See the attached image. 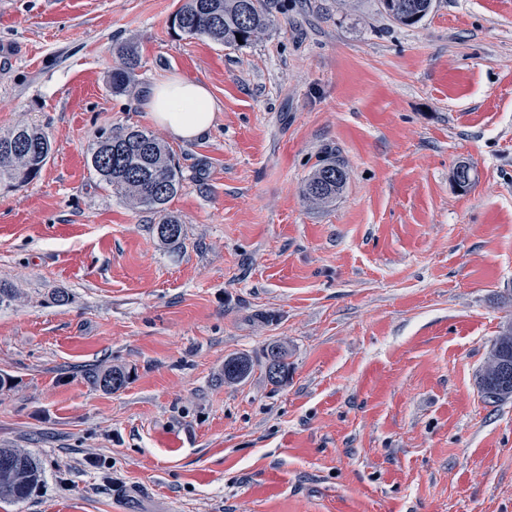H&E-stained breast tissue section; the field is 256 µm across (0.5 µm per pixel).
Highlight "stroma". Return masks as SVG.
Instances as JSON below:
<instances>
[{"label": "stroma", "mask_w": 512, "mask_h": 512, "mask_svg": "<svg viewBox=\"0 0 512 512\" xmlns=\"http://www.w3.org/2000/svg\"><path fill=\"white\" fill-rule=\"evenodd\" d=\"M178 5L0 0V132L52 143L0 190V447L43 471L0 512H512V401L476 383L512 319V0H434L412 27L378 0H285L242 48L174 30ZM124 43L141 66L115 96ZM175 74L220 110L167 143L166 246L87 158L102 130H154ZM331 155L345 186L310 203ZM231 355L253 363L237 384ZM112 366L125 388L88 381ZM336 170L340 171V178L336 180V177L329 179V174H333ZM346 173L340 165L336 164V161H323L317 166L311 177L305 184L304 194L307 199L315 203H326L333 199H336L345 184ZM319 188L320 194L314 196V189ZM274 359V366L276 371L271 374L267 371L268 356ZM265 371L268 381L274 385H284L288 382L289 364H288V350L280 344H270L265 352ZM253 369L252 361L243 355H234L224 360L225 383H239L245 380Z\"/></svg>", "instance_id": "1"}]
</instances>
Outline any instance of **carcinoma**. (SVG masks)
<instances>
[{"instance_id": "carcinoma-1", "label": "carcinoma", "mask_w": 512, "mask_h": 512, "mask_svg": "<svg viewBox=\"0 0 512 512\" xmlns=\"http://www.w3.org/2000/svg\"><path fill=\"white\" fill-rule=\"evenodd\" d=\"M383 10L394 21L413 25L425 18L433 8V0H379ZM278 0H182L173 15V27L188 36H204L214 43L247 46L265 34L274 24ZM241 38H236V35ZM119 63L112 69L108 86L116 96L135 90L140 58L135 48L118 50ZM52 150L48 135L42 129L17 125L0 133V185L10 189L36 179ZM90 173L134 209L154 216L153 230L165 245L181 242L183 225L168 212L167 204L183 188V175L167 146L152 132L135 127L104 130L91 149ZM346 173L334 161L319 164L305 184L304 194L315 203L336 198L345 184ZM266 354L274 359L275 373H266L274 385L288 382V350L271 344ZM488 354L502 361L512 371V321L500 327ZM253 369L252 361L243 355L224 360V382L239 383ZM89 380L104 391L122 389L128 374L111 367L89 371ZM482 399L489 405L512 399V375L504 380L487 367L478 376ZM42 472L37 460L19 448H0V502H17L29 498L41 484Z\"/></svg>"}]
</instances>
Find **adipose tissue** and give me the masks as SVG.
<instances>
[{"instance_id":"ef3b65f1","label":"adipose tissue","mask_w":512,"mask_h":512,"mask_svg":"<svg viewBox=\"0 0 512 512\" xmlns=\"http://www.w3.org/2000/svg\"><path fill=\"white\" fill-rule=\"evenodd\" d=\"M147 108L169 137L192 142L212 127L218 105L205 84L173 75L151 89Z\"/></svg>"}]
</instances>
